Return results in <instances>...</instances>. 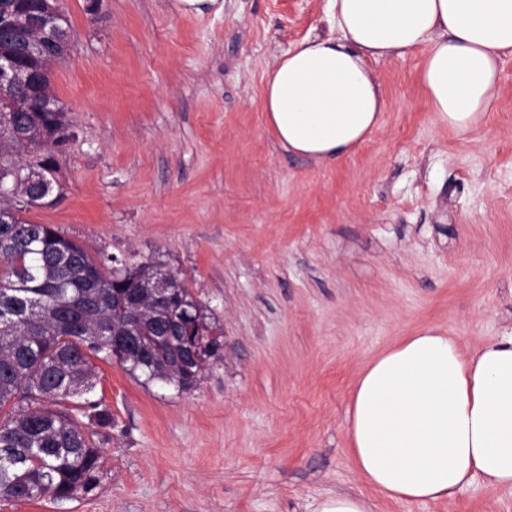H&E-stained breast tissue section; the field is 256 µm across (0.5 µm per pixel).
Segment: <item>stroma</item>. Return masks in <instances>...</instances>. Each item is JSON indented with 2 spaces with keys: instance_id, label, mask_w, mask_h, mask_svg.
Returning a JSON list of instances; mask_svg holds the SVG:
<instances>
[{
  "instance_id": "35a3bbf8",
  "label": "stroma",
  "mask_w": 512,
  "mask_h": 512,
  "mask_svg": "<svg viewBox=\"0 0 512 512\" xmlns=\"http://www.w3.org/2000/svg\"><path fill=\"white\" fill-rule=\"evenodd\" d=\"M52 72L75 132L64 194L26 212L128 264L185 281L224 337L196 388L98 362L105 477L93 493L0 512H512V487L384 497L349 438L363 368L424 328L463 351L512 334V58L465 132L431 112L421 55L373 60L378 126L340 163L284 149L260 96L276 59L329 31L327 0H60ZM319 512H374L372 503L362 497L348 494H337L327 498Z\"/></svg>"
}]
</instances>
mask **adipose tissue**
<instances>
[{
	"instance_id": "1",
	"label": "adipose tissue",
	"mask_w": 512,
	"mask_h": 512,
	"mask_svg": "<svg viewBox=\"0 0 512 512\" xmlns=\"http://www.w3.org/2000/svg\"><path fill=\"white\" fill-rule=\"evenodd\" d=\"M334 28L278 58L262 89L288 151L331 163L378 125L368 62L422 53L431 111L464 132L483 120L512 57V0H328ZM360 477L393 500H440L475 478L512 487V335L466 353L432 328L376 356L354 387Z\"/></svg>"
}]
</instances>
